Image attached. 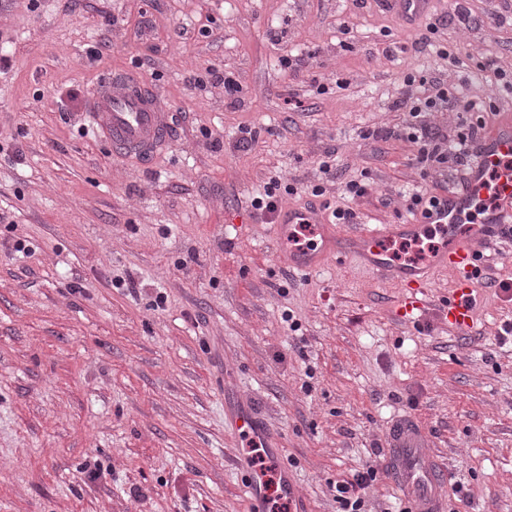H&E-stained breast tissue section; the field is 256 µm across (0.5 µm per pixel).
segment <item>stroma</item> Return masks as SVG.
<instances>
[{
	"label": "stroma",
	"instance_id": "stroma-1",
	"mask_svg": "<svg viewBox=\"0 0 512 512\" xmlns=\"http://www.w3.org/2000/svg\"><path fill=\"white\" fill-rule=\"evenodd\" d=\"M425 23L451 59L411 48ZM490 60L512 79L503 0H430L420 22L382 0H0V512H255L227 425L241 408L267 426L292 512H337L330 482L368 463V512H394L397 414L446 465L447 512H512V299L480 285L454 328L439 309L456 278L435 267L401 316L399 282L350 256L291 267L250 205L276 171L353 212L337 234L410 221L405 192L432 180L415 144L381 135L408 115L403 79L496 103L492 128L512 89ZM125 73L169 114L146 160L88 128L91 88Z\"/></svg>",
	"mask_w": 512,
	"mask_h": 512
}]
</instances>
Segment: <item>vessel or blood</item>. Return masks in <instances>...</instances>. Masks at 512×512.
<instances>
[{"label": "vessel or blood", "mask_w": 512, "mask_h": 512, "mask_svg": "<svg viewBox=\"0 0 512 512\" xmlns=\"http://www.w3.org/2000/svg\"><path fill=\"white\" fill-rule=\"evenodd\" d=\"M90 97L92 128L103 133L117 153L148 158L168 144V115L155 97L140 90L136 76L97 86L91 90ZM511 157L512 122L480 142L466 189L449 195L433 212V220L444 237L443 245L433 257V265L449 269L457 276V286L444 305L443 317L459 329L473 322L475 275L481 269L482 247L507 220H512V170L505 166ZM493 172L498 175V200L496 205L484 209L480 203L487 196L486 184ZM470 218L475 221L472 233L458 235L459 225ZM301 221L311 225L317 240L305 250L287 249L291 266L311 272L321 267L327 255H355L378 275L393 278L410 290V297L404 301L405 313L420 309L416 293L427 285L428 267L395 263L386 249L389 239L418 233L417 224L407 222L338 235L317 213L298 214L286 208L274 226L275 232L283 234L287 225ZM229 425L243 437L246 446H263L268 442L266 432L260 429L257 417L251 412H238L230 418ZM386 443L393 484L412 496V512H445L439 490L446 482V470L428 450L426 433L420 423L410 416L392 418Z\"/></svg>", "instance_id": "obj_1"}]
</instances>
